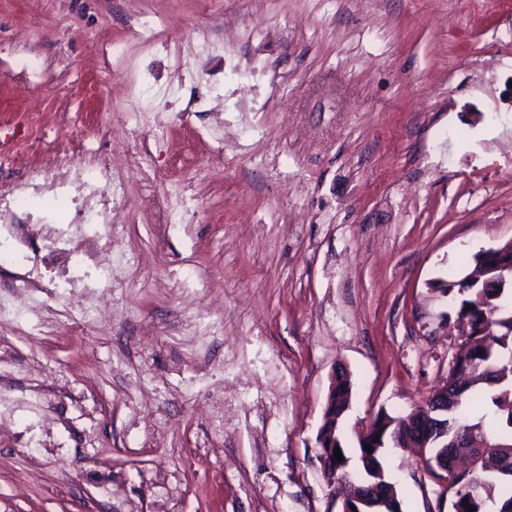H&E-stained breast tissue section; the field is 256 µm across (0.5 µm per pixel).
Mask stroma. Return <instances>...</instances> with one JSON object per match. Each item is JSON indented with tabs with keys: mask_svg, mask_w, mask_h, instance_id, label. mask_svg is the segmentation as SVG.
Returning a JSON list of instances; mask_svg holds the SVG:
<instances>
[{
	"mask_svg": "<svg viewBox=\"0 0 512 512\" xmlns=\"http://www.w3.org/2000/svg\"><path fill=\"white\" fill-rule=\"evenodd\" d=\"M228 31L229 67L204 49ZM148 70L182 80L170 111ZM32 113L126 205L112 249L76 242L104 289L52 246L66 225L6 213L0 512H340L333 369L352 448L447 379L459 302L431 282L512 240V0H0V121ZM381 462L400 512H448L415 453ZM341 368L337 369V373H341ZM343 372L337 376L336 379V368L333 371L330 379L329 392L326 401V408H324V416H322V424L319 428L317 442L319 450V462L321 470L329 486H334L331 482L336 479V483L345 481L349 478V473L344 468L336 467V455L335 449L341 450L343 461L347 462V448L342 446L339 437V424L343 416L337 421L336 418L340 413L349 406L351 398V383L350 380L344 379ZM337 380V384H336ZM335 396V399H334ZM341 398V399H339ZM333 404L335 406V415L331 418L334 422H327L325 413L329 406ZM336 422H338V428L336 430ZM336 445L340 448H336ZM338 461V460H337ZM348 464V462H347Z\"/></svg>",
	"mask_w": 512,
	"mask_h": 512,
	"instance_id": "obj_1",
	"label": "stroma"
}]
</instances>
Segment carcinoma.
<instances>
[{"label":"carcinoma","mask_w":512,"mask_h":512,"mask_svg":"<svg viewBox=\"0 0 512 512\" xmlns=\"http://www.w3.org/2000/svg\"><path fill=\"white\" fill-rule=\"evenodd\" d=\"M453 290L461 296L458 314L472 318L477 325L486 320L495 325L496 336L492 338L478 333L467 337V359L480 371L494 375L495 383L477 387L464 365L454 362L449 368L446 389L454 391L456 399L448 402V427L474 428L481 439L493 444V448L487 451L483 468L460 473L449 481L455 492L448 499V512H468L470 507L475 512H487L490 503L500 502L504 507L512 503V480L495 476L499 458L512 454V298L500 292L494 308L489 309L479 289H466L450 281L448 291ZM468 305L472 309H466ZM350 398V380L341 373L337 376L336 408L329 409V413H341L349 406ZM485 401L495 407L494 420L487 423L482 416L467 423L466 413ZM441 446L443 441L435 438L429 447L421 449L426 466L434 473L439 470L435 459L440 456Z\"/></svg>","instance_id":"cac0c4a2"}]
</instances>
